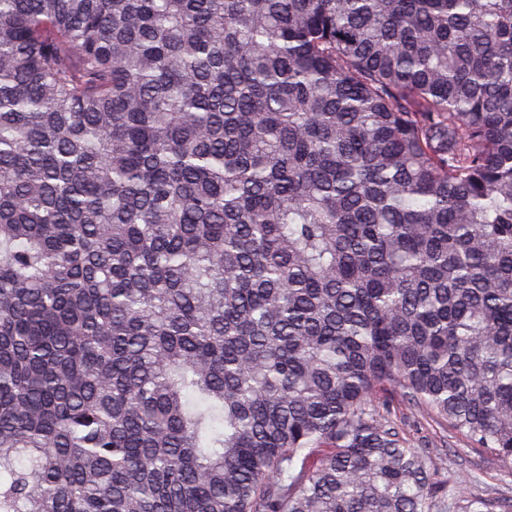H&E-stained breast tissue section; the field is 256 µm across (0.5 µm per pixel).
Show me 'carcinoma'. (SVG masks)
I'll list each match as a JSON object with an SVG mask.
<instances>
[{
    "mask_svg": "<svg viewBox=\"0 0 512 512\" xmlns=\"http://www.w3.org/2000/svg\"><path fill=\"white\" fill-rule=\"evenodd\" d=\"M512 0H0V512H512ZM392 418L414 445L420 448L426 445L431 450L444 449L442 453L448 454V465L441 477L464 494H492L510 488V484L512 488V477L504 479L499 464L486 455L470 450L461 436L450 432L447 435L441 426L411 414L403 404H394ZM476 474L481 476V483H473L472 476Z\"/></svg>",
    "mask_w": 512,
    "mask_h": 512,
    "instance_id": "cac0c4a2",
    "label": "carcinoma"
}]
</instances>
